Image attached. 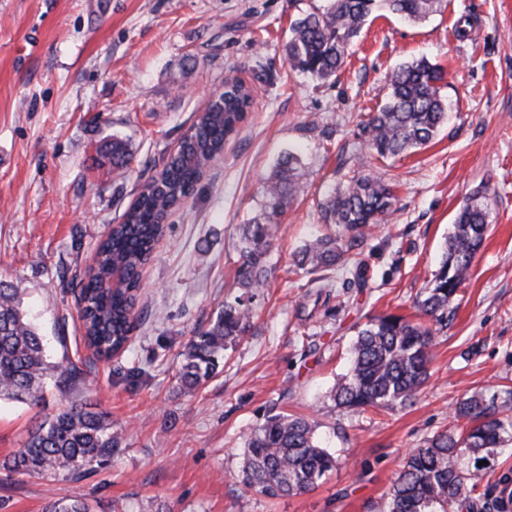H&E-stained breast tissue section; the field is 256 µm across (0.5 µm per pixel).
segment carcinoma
<instances>
[{"instance_id": "cac0c4a2", "label": "carcinoma", "mask_w": 512, "mask_h": 512, "mask_svg": "<svg viewBox=\"0 0 512 512\" xmlns=\"http://www.w3.org/2000/svg\"><path fill=\"white\" fill-rule=\"evenodd\" d=\"M442 0H323L296 18L285 46L291 68L316 81L336 75L348 47L369 18L383 10L418 23L438 12ZM442 69L425 58L400 64L386 82L384 103L364 121L365 143L379 158L410 154L430 143L447 121V102L438 83ZM253 102L252 90L236 80L224 82L185 133L182 150L170 155L144 184L120 223L100 241L94 265L79 283L84 340L102 359L125 349L131 313L142 288L141 270L151 258L172 209L189 198L211 160L224 153V141L236 131ZM112 166H125L128 145L112 141ZM298 153L288 152L274 166L263 189L260 212L239 225L240 266L237 294L206 329L194 332L185 346L178 373L181 391L192 396L213 376L224 350L251 329L252 299L267 285V256L280 217L303 191ZM393 187L370 174L341 182L322 202L331 233L315 237L293 253V265L329 288L326 272L349 262L361 266L358 253L369 231L394 212ZM491 212V198L476 192L459 208L439 268L416 302L418 318L374 316L360 326L349 367L332 390L335 407L355 412L392 408L412 402L429 378L436 336L448 328L452 303L469 277ZM76 376L80 370L49 361L43 336L22 306L16 289L0 282V401L36 403L48 380ZM457 425L429 439L408 455L387 493L385 512H506L512 504V474L505 472L479 490L462 466L512 439V390L500 395L472 394L455 411ZM321 423L305 415L274 413L243 441L237 482L246 490L277 498L314 488L336 467L337 458L318 439ZM122 436L106 413L70 405L39 423L24 445L0 462L9 475L41 480L79 481L121 448ZM45 512H91L82 498H61Z\"/></svg>"}]
</instances>
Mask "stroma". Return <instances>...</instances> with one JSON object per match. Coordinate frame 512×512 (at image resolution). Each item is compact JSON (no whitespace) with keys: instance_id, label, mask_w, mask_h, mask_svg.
Returning <instances> with one entry per match:
<instances>
[{"instance_id":"obj_1","label":"stroma","mask_w":512,"mask_h":512,"mask_svg":"<svg viewBox=\"0 0 512 512\" xmlns=\"http://www.w3.org/2000/svg\"><path fill=\"white\" fill-rule=\"evenodd\" d=\"M321 0H0V281L35 313L53 361L81 378L52 382L33 405L0 402V458L73 403L109 415L121 448L81 482L0 479V512H43L85 498L92 512H384L411 449L450 428L465 395L512 388V0H443L425 21L367 24L335 79L293 72L289 25ZM465 35H458V25ZM444 68L448 121L414 153L377 160L362 122L386 80L419 57ZM252 108L187 203L166 221L141 272L128 349L109 361L82 341L73 286L96 242L224 82ZM125 141L130 163L103 150ZM299 150L304 193L289 205L252 303L249 333L195 397L177 372L194 331L234 296L238 227L259 210L277 159ZM395 187L389 224L355 268L311 283L291 261L324 232L320 203L341 175ZM495 193L486 238L412 404L343 414L330 392L367 318L415 313L466 197ZM317 414L338 465L308 492L278 499L234 475L243 437L266 416Z\"/></svg>"}]
</instances>
